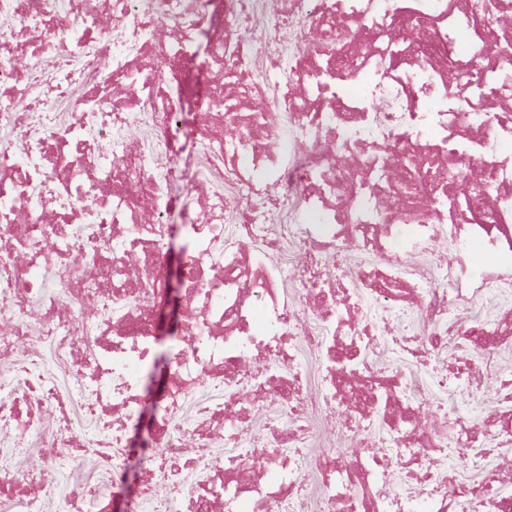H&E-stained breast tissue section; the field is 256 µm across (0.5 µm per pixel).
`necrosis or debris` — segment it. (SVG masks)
I'll list each match as a JSON object with an SVG mask.
<instances>
[{"label": "necrosis or debris", "instance_id": "necrosis-or-debris-1", "mask_svg": "<svg viewBox=\"0 0 512 512\" xmlns=\"http://www.w3.org/2000/svg\"><path fill=\"white\" fill-rule=\"evenodd\" d=\"M491 2L461 12L454 0H278L273 23L253 26L259 0H0V18L16 26L0 36V357L46 339L77 369L68 396L27 366L20 398L0 397V431L26 461L0 468V489L32 486L23 512H44L51 488L40 478L68 466L72 448L101 472L74 500L98 501L124 481L126 427L142 416L161 349L176 370L154 409L139 496L155 512H512L491 476L448 483L449 461L490 456L479 436L512 441L511 421L461 427L448 443L447 419L422 425L412 378L384 382L371 364L336 361L372 342L359 290L395 320L417 318L390 347L397 361L447 350L452 337L480 350L481 364L436 387L493 369L497 347L512 343V320L468 329L461 314L512 294V54L499 51L512 46V8ZM186 61L225 78L206 110L181 111L160 85ZM244 78L263 108L242 110ZM134 131L152 150H133ZM157 150L168 166H155ZM407 158L415 168L403 180ZM474 168L478 197L464 188ZM200 182L177 226L184 321L164 339L155 317L168 188ZM444 235L458 258L406 271ZM367 250L384 265L352 284L341 260ZM305 296L332 326L329 341L314 334ZM302 345L314 371L298 366ZM205 388L228 405L183 430ZM283 392L289 439L248 437L247 422ZM75 402L78 417L66 410ZM46 410L62 421L66 455L40 448ZM318 411L340 423L345 444L313 458ZM95 415L112 431L89 446L82 421ZM382 419L391 432L370 446ZM217 440L234 454L195 484ZM385 485L401 488L388 505L374 495Z\"/></svg>", "mask_w": 512, "mask_h": 512}]
</instances>
